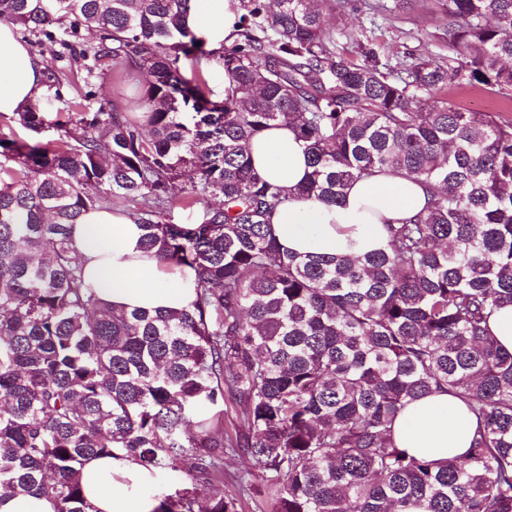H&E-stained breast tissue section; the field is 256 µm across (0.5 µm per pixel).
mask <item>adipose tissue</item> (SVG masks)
<instances>
[{
    "label": "adipose tissue",
    "mask_w": 512,
    "mask_h": 512,
    "mask_svg": "<svg viewBox=\"0 0 512 512\" xmlns=\"http://www.w3.org/2000/svg\"><path fill=\"white\" fill-rule=\"evenodd\" d=\"M232 0H191L189 25L210 47L233 39ZM45 90L44 66L18 41L12 27L0 24V114L23 111ZM255 167L287 189L308 172L305 146L293 129L278 126L251 144ZM426 189L413 179L377 172L352 183L342 203L297 201L271 217L278 243L296 252L361 256L388 247L387 225L426 207ZM143 230L127 214L108 209L83 214L73 227L75 254L86 281L104 301L130 310H190L196 295L192 270L169 268L141 247ZM477 423L466 404L437 393L408 405L397 418L393 437L412 454L445 459L469 447ZM93 512H154V498L139 495L152 475L130 458L95 457L80 474Z\"/></svg>",
    "instance_id": "ef3b65f1"
}]
</instances>
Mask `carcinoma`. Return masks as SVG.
<instances>
[{
    "instance_id": "cac0c4a2",
    "label": "carcinoma",
    "mask_w": 512,
    "mask_h": 512,
    "mask_svg": "<svg viewBox=\"0 0 512 512\" xmlns=\"http://www.w3.org/2000/svg\"><path fill=\"white\" fill-rule=\"evenodd\" d=\"M189 2L0 0L1 21L87 72L136 76L141 108L93 110V85L76 99L59 82L68 120L39 104L0 115V488L91 512L80 469L112 456L181 468L188 486L154 512H238L255 497L270 512H512V353L489 331L512 305V120L440 97L450 75L512 96V0H448L447 59L411 55L397 77L367 38L344 56L317 0H236V39L209 51ZM203 56L227 78L220 95L182 74ZM277 125L311 167L291 193L252 163L251 142ZM382 171L431 192L386 225L389 249L292 254L272 235L273 211L337 204ZM176 180L203 202L195 223L168 218ZM114 207L145 251L194 271L193 309L128 311L86 283L73 227ZM434 392L477 419L460 456L392 437ZM240 454L238 494L199 496Z\"/></svg>"
}]
</instances>
